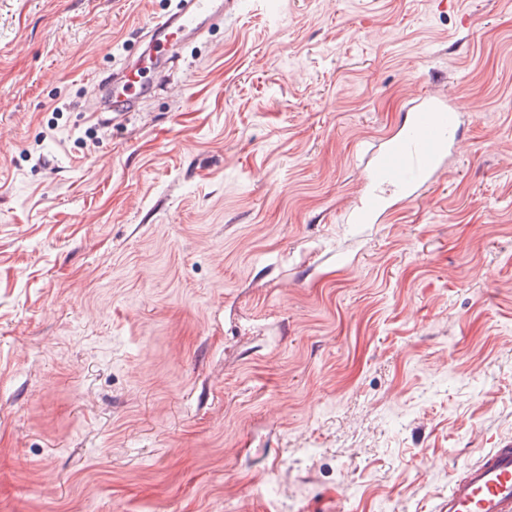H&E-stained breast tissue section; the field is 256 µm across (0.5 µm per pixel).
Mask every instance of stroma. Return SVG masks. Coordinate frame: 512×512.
Returning <instances> with one entry per match:
<instances>
[{"label":"stroma","instance_id":"35a3bbf8","mask_svg":"<svg viewBox=\"0 0 512 512\" xmlns=\"http://www.w3.org/2000/svg\"><path fill=\"white\" fill-rule=\"evenodd\" d=\"M0 0V512H439L512 443V0ZM457 152L349 224L413 97ZM234 0H180L177 7L154 17L144 38L148 54L144 70L167 61L177 53L179 45L195 40L211 26L224 22V9ZM167 56V58H166ZM144 87L145 85L140 81H133L125 85L121 93H114V104L120 103L119 105L127 112H134L141 99L146 96L147 91ZM121 96L123 99L119 100Z\"/></svg>","mask_w":512,"mask_h":512}]
</instances>
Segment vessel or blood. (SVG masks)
<instances>
[{"mask_svg":"<svg viewBox=\"0 0 512 512\" xmlns=\"http://www.w3.org/2000/svg\"><path fill=\"white\" fill-rule=\"evenodd\" d=\"M227 0H179L154 17L145 32L147 66L165 62L179 45L195 40L224 20ZM460 108L449 96L420 92L402 133L373 148L363 170L365 192L351 205L346 221L375 224L389 211V189L411 199L414 190L440 168L456 147ZM441 512H512V445L481 451L465 462L448 488Z\"/></svg>","mask_w":512,"mask_h":512,"instance_id":"1","label":"vessel or blood"}]
</instances>
